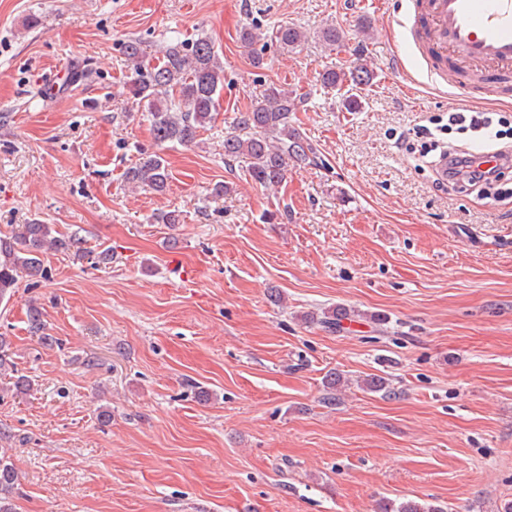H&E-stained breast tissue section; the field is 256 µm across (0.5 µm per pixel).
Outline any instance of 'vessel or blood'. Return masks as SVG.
<instances>
[{
  "label": "vessel or blood",
  "instance_id": "b4317fda",
  "mask_svg": "<svg viewBox=\"0 0 512 512\" xmlns=\"http://www.w3.org/2000/svg\"><path fill=\"white\" fill-rule=\"evenodd\" d=\"M431 81L447 67L480 70L485 90L512 93V0H421L401 23Z\"/></svg>",
  "mask_w": 512,
  "mask_h": 512
}]
</instances>
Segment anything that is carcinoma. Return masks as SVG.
Returning <instances> with one entry per match:
<instances>
[{
	"mask_svg": "<svg viewBox=\"0 0 512 512\" xmlns=\"http://www.w3.org/2000/svg\"><path fill=\"white\" fill-rule=\"evenodd\" d=\"M270 39L290 51L300 47L306 34L296 26L285 25L271 33ZM319 41L331 51L345 47V32L334 25L319 32ZM124 51L132 65L128 81L130 94L147 102L156 151H139L140 158L123 172L124 181L135 187H148L163 193L170 174L161 148L167 144L189 145L196 142L201 129L219 111L224 90V65L214 44L205 37L170 45L158 63L145 58L140 42L129 39ZM365 63L357 62L348 70L327 69L322 82L333 88H347V106H358L355 91L372 79ZM306 94L272 88L249 109L237 113L233 132L224 136V159L242 163L251 181L264 188L278 186L288 163L307 165L315 162L316 149L292 124V115L306 107ZM48 249L82 252V241L57 233L52 224L34 220L17 234L0 233V300L11 297L18 286V272L32 278L48 277L42 256ZM364 314L337 306L325 311L317 322L330 332L343 329ZM17 480L14 466L0 458V512H13L9 494ZM378 512H445L442 506L421 505L415 501L395 504L383 501Z\"/></svg>",
	"mask_w": 512,
	"mask_h": 512,
	"instance_id": "obj_1",
	"label": "carcinoma"
}]
</instances>
